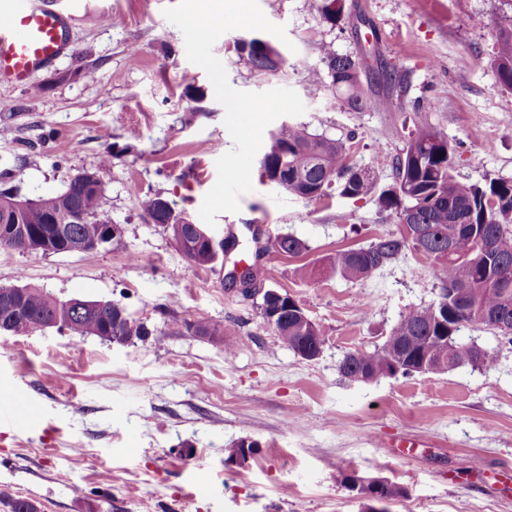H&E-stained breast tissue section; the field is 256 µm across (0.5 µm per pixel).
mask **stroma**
Instances as JSON below:
<instances>
[{
    "label": "stroma",
    "instance_id": "1",
    "mask_svg": "<svg viewBox=\"0 0 512 512\" xmlns=\"http://www.w3.org/2000/svg\"><path fill=\"white\" fill-rule=\"evenodd\" d=\"M69 19L67 47L28 84L0 83V188L30 198L96 170L103 213L122 243L91 253L21 254L0 248V285L53 297L120 303L149 336L120 346L57 329L0 334V387L37 407L0 430V512L17 497L40 512H364L346 478L386 477L407 495L390 512H512V342L480 327L463 340L494 349L485 371L468 365L363 383L339 371L344 356L381 346L408 309L436 301L430 259L406 250L362 281L321 274L336 251L399 230L375 200L337 190L304 199L252 169L240 210L223 212L217 238L239 245L224 262L192 265L139 209L147 193L196 224L233 146L205 71L186 58L163 15L178 0H38ZM295 49L278 76L235 55L234 32L214 55L238 90H294L311 131L345 140L348 160L392 182L419 115L455 148L454 173L472 182L512 178V93L490 65L512 0H346L338 26L319 0H259ZM363 60L371 108L349 110L331 87L312 92L321 46ZM108 165H101L105 152ZM306 251L281 255L277 235ZM259 268L264 288L290 294L321 328L320 356L302 359L260 313V295L227 280L236 262ZM317 269L314 279L294 270ZM220 321L223 338L181 320ZM256 445L229 461L234 442Z\"/></svg>",
    "mask_w": 512,
    "mask_h": 512
}]
</instances>
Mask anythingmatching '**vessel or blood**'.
Wrapping results in <instances>:
<instances>
[{"label":"vessel or blood","instance_id":"b4317fda","mask_svg":"<svg viewBox=\"0 0 512 512\" xmlns=\"http://www.w3.org/2000/svg\"><path fill=\"white\" fill-rule=\"evenodd\" d=\"M67 20L33 0H0V81L27 83L30 74L59 57L67 43ZM29 407L18 389H0V423L15 424Z\"/></svg>","mask_w":512,"mask_h":512}]
</instances>
